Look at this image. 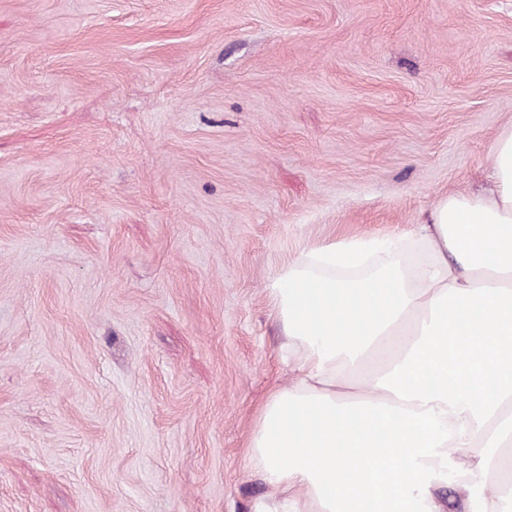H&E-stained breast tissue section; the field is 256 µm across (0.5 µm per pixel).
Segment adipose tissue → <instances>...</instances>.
I'll use <instances>...</instances> for the list:
<instances>
[{
    "label": "adipose tissue",
    "mask_w": 512,
    "mask_h": 512,
    "mask_svg": "<svg viewBox=\"0 0 512 512\" xmlns=\"http://www.w3.org/2000/svg\"><path fill=\"white\" fill-rule=\"evenodd\" d=\"M295 377L261 408L253 512H502L512 465V131L413 236L304 248L265 287Z\"/></svg>",
    "instance_id": "obj_1"
}]
</instances>
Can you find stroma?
I'll list each match as a JSON object with an SVG mask.
<instances>
[{
	"instance_id": "1",
	"label": "stroma",
	"mask_w": 512,
	"mask_h": 512,
	"mask_svg": "<svg viewBox=\"0 0 512 512\" xmlns=\"http://www.w3.org/2000/svg\"><path fill=\"white\" fill-rule=\"evenodd\" d=\"M512 129V0H0V512H253L265 286Z\"/></svg>"
}]
</instances>
